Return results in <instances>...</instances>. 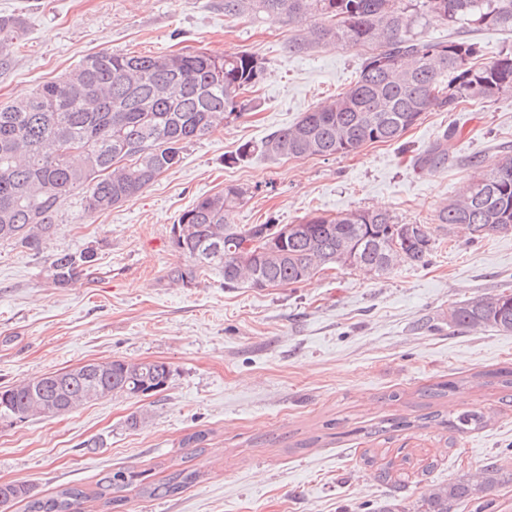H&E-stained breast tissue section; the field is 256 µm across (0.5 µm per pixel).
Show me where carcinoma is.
<instances>
[{
	"instance_id": "cac0c4a2",
	"label": "carcinoma",
	"mask_w": 512,
	"mask_h": 512,
	"mask_svg": "<svg viewBox=\"0 0 512 512\" xmlns=\"http://www.w3.org/2000/svg\"><path fill=\"white\" fill-rule=\"evenodd\" d=\"M256 13L306 25L305 36L288 45L294 52L333 43L366 45L371 53L348 90L261 143L243 144L235 162L257 152L281 160L347 155L368 143H397L426 112H452L462 102H487L512 91V53L485 63L474 42L431 40L416 31L430 14L453 24L464 21L476 30L512 29V0H224L228 16ZM25 29L23 16H0V65L12 59ZM263 71L261 59L248 51H101L38 85L26 99L0 106V243L40 253L76 190L83 193L85 209L95 212L138 197L180 162L188 144L244 114L242 95L259 83ZM456 137V129H446L418 155L417 166L446 163ZM471 166L475 175L455 199L439 207L434 224H446L470 240L511 231L512 158L489 170L477 159ZM246 194L244 187L230 184L198 198L179 215L177 223L187 225V232L174 246L185 263L170 268L169 279L190 287L207 269L218 268L226 288L261 289L301 283L333 265L375 274L401 262L422 265L434 250L433 224H405L388 212L355 210L335 217L311 214L298 223L303 235L268 252L265 245L277 234L275 225H240L231 219ZM95 262L92 247L60 250L52 254L47 276L53 287L68 288ZM448 326L512 333V293L476 296L449 307ZM170 377L164 362L116 359L102 371L86 363L0 390V421L61 415L86 403L91 391L99 399L145 396L166 387ZM476 378L512 390V368ZM459 387L458 380L444 381L421 396L439 399ZM430 422L459 433L484 427L487 417L481 410L453 419L431 411L413 422L394 420L372 434ZM406 464V456L391 458L376 468L375 479L400 489L409 478ZM199 478L197 470L182 468L155 483L147 471L129 467L102 474L90 494L67 485L48 496L38 495L25 481H12L0 484V507L23 502L25 512H85L90 500L116 505L126 501L129 490L140 497L173 496ZM505 480L512 482V477L504 478L492 464L476 478L432 485L418 512H456L468 505L475 512H492L494 501L479 494Z\"/></svg>"
}]
</instances>
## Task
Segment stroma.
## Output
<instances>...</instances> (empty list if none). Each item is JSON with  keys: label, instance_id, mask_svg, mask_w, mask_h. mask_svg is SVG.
Here are the masks:
<instances>
[{"label": "stroma", "instance_id": "obj_1", "mask_svg": "<svg viewBox=\"0 0 512 512\" xmlns=\"http://www.w3.org/2000/svg\"><path fill=\"white\" fill-rule=\"evenodd\" d=\"M27 25L12 59L0 66V105L72 70L87 55L185 50H246L264 76L251 109L189 145L181 163L139 197L105 212L85 210L81 193L63 205L41 253L0 245V390L85 363L160 361L172 375L162 391L108 398L68 414L0 423V483L27 481L47 494L64 484L93 487L122 467L162 479L176 469L202 472L182 494L147 499L128 493L108 510L87 512H371L390 494L361 453L409 456L424 470L399 497L415 505L427 486L497 465L512 473V406L495 386H469L476 373L512 367V334L458 332L448 308L476 295L512 292V232L467 241L442 229L429 262L367 274L351 267L318 272L291 286L228 288L210 269L197 285L173 286L184 257L171 227L200 196L246 188L237 224H295L317 213L384 209L407 224H428L474 174L472 158L492 166L512 157V92L453 112L432 111L401 143L368 144L347 155L274 161L235 155L344 92L368 49L320 45L297 54L300 26L262 15L225 16L224 0H0V15ZM422 36L477 42L482 61L512 50V32L473 30L432 17ZM457 130L447 163L414 164L446 128ZM97 250L91 274L67 288L44 272L59 250ZM430 328H423V321ZM464 380L437 402L442 413L490 412L479 431L445 447L442 427L409 428L379 438L366 429L422 413L420 389ZM149 411L143 427L130 414ZM197 430L204 451L181 447ZM96 449H87V442Z\"/></svg>", "mask_w": 512, "mask_h": 512}]
</instances>
